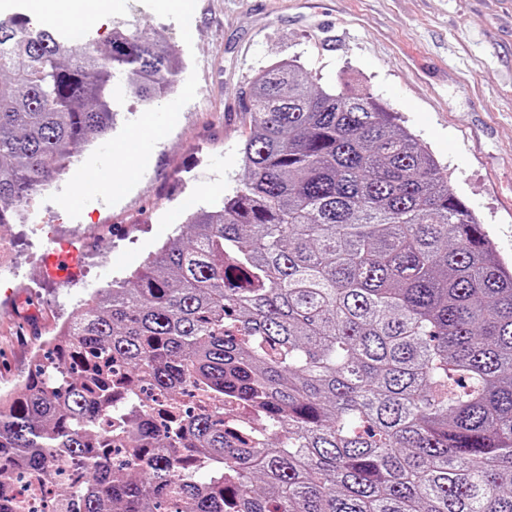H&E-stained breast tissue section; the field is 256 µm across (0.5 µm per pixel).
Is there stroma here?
<instances>
[{
	"instance_id": "stroma-1",
	"label": "stroma",
	"mask_w": 512,
	"mask_h": 512,
	"mask_svg": "<svg viewBox=\"0 0 512 512\" xmlns=\"http://www.w3.org/2000/svg\"><path fill=\"white\" fill-rule=\"evenodd\" d=\"M117 22L177 49L185 91L149 103L117 95L111 135L78 149L77 170L34 197L37 225L0 224L14 246L0 272V386L26 378L32 342L91 293L161 244L190 237V207L236 189L250 132L239 99L281 60H298L319 87L366 89L394 113L512 262V0H190L184 12L113 0L90 29L102 36ZM147 112L158 126L145 160L121 187L104 189ZM53 238L82 250L78 274L65 281L45 272Z\"/></svg>"
}]
</instances>
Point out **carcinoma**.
<instances>
[{"label": "carcinoma", "instance_id": "carcinoma-1", "mask_svg": "<svg viewBox=\"0 0 512 512\" xmlns=\"http://www.w3.org/2000/svg\"><path fill=\"white\" fill-rule=\"evenodd\" d=\"M180 59L136 24L77 42L0 19V224ZM245 177L129 275L84 299L0 404V512L14 474L63 482L51 512H512V266L435 157L366 92L295 60L251 81ZM161 396L258 410L158 429L112 364ZM102 417L116 419L102 432Z\"/></svg>", "mask_w": 512, "mask_h": 512}]
</instances>
